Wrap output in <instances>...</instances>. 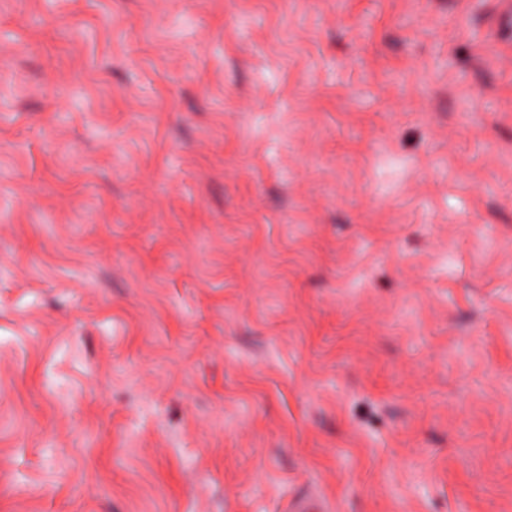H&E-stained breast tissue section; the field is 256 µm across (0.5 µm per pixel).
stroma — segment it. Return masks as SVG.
Returning a JSON list of instances; mask_svg holds the SVG:
<instances>
[{
  "instance_id": "35a3bbf8",
  "label": "stroma",
  "mask_w": 512,
  "mask_h": 512,
  "mask_svg": "<svg viewBox=\"0 0 512 512\" xmlns=\"http://www.w3.org/2000/svg\"><path fill=\"white\" fill-rule=\"evenodd\" d=\"M512 512V0H0V512Z\"/></svg>"
}]
</instances>
